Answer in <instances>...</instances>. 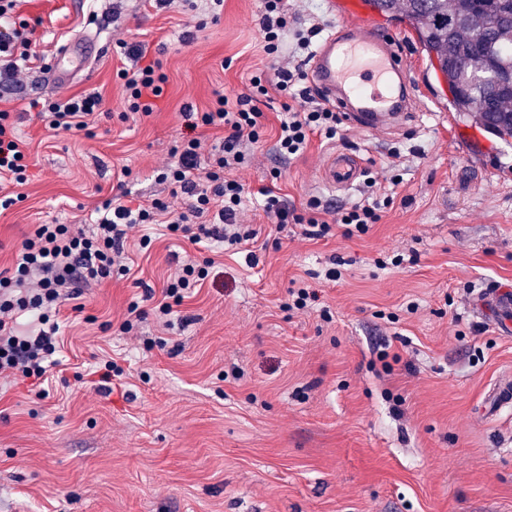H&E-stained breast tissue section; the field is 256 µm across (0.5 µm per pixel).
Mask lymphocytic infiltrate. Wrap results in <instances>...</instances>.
<instances>
[{"label":"lymphocytic infiltrate","instance_id":"obj_1","mask_svg":"<svg viewBox=\"0 0 512 512\" xmlns=\"http://www.w3.org/2000/svg\"><path fill=\"white\" fill-rule=\"evenodd\" d=\"M21 0H0V78L11 80L38 61L31 48L26 22L16 21ZM262 50L270 61L250 79L240 93L216 92L206 112L184 107L188 128L221 130L215 144L201 137L182 140L174 149V161L159 176L173 190L186 195L184 211L175 213L159 198L135 203L119 197L104 200L94 209L91 228L79 224H39L22 243L13 268L0 271V378L43 379L54 366L59 343L60 308L82 289L112 277L127 274L126 242L130 232L151 224L165 225L170 234L186 238L202 249H236L253 239L256 231L244 224L245 186L233 173L250 160L248 145L263 136L264 112L274 98H283L279 132L275 143L281 156L301 154L312 137L335 139L342 125L339 112L322 96L312 95L307 73L297 65L282 64L284 41L293 36L299 48L310 47L321 28L311 25L291 30L288 0H262L260 18ZM121 55L138 60L136 71L119 70L124 81L130 112L151 115L166 80L157 62L146 59V48L138 41H118ZM100 96L88 94L33 101L37 117L45 127L74 134L88 131L101 109ZM27 154L14 132L9 111L0 109V183L25 184ZM403 175L397 165L368 170L362 198L350 207L334 210L311 198L306 206L290 205L272 187L261 191V209L282 231L298 226L304 238L328 236L333 225L345 236L366 234L379 223L393 203V187ZM209 275L205 264L180 265L163 289V300L154 314L164 326H172L175 306Z\"/></svg>","mask_w":512,"mask_h":512}]
</instances>
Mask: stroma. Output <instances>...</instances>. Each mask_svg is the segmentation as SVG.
<instances>
[{"instance_id":"obj_1","label":"stroma","mask_w":512,"mask_h":512,"mask_svg":"<svg viewBox=\"0 0 512 512\" xmlns=\"http://www.w3.org/2000/svg\"><path fill=\"white\" fill-rule=\"evenodd\" d=\"M260 10V0H224L200 28L177 7L140 0H23L44 59L77 35L107 43L67 82H50L39 64L0 82V108L27 113L16 130L30 153L28 182L10 189L19 202L0 211V270L34 225L89 218L117 195L125 166L135 196L184 210V196L157 178L189 134L181 109L205 112L215 91H244L262 60ZM119 38L161 63L151 116L124 115ZM400 49L423 90L399 131L346 125L286 159L266 109L268 136L238 173L250 190L243 220L258 235L217 257L180 307L188 323L120 330L130 302L151 310L146 293L160 292L177 262L204 259L163 235L148 252L131 249L130 276L65 303L52 385L0 393V512H512V413L481 410L512 378V335L472 311L480 290L512 286V144L495 139L485 159L470 158L464 136L476 125L448 110V88L411 28ZM93 91L103 108L89 136L48 132L28 111L36 99ZM348 142L366 164L401 153L403 182L380 223L361 236L337 226L319 241L277 238L258 190L276 185L298 207L312 196L350 205L361 186L339 194L320 179L326 154ZM335 260L342 276L331 282L323 273ZM298 280L332 320L286 310ZM384 349L398 361L384 365ZM105 354L125 370L108 394L92 374Z\"/></svg>"}]
</instances>
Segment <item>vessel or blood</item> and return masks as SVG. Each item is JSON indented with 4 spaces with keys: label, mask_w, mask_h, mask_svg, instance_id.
Wrapping results in <instances>:
<instances>
[{
    "label": "vessel or blood",
    "mask_w": 512,
    "mask_h": 512,
    "mask_svg": "<svg viewBox=\"0 0 512 512\" xmlns=\"http://www.w3.org/2000/svg\"><path fill=\"white\" fill-rule=\"evenodd\" d=\"M330 11L342 19V27L324 37L312 57L310 76L314 87L339 111L348 125L361 129H401L411 118L419 90L405 67L398 47L400 31L385 28L367 15L368 0H329ZM101 50L97 37L64 43L56 52L50 78L69 80L74 70L85 67ZM363 174L361 159L334 151L321 169L323 183L333 191L351 188ZM495 308L501 331L512 328V293L483 289L476 308Z\"/></svg>",
    "instance_id": "vessel-or-blood-1"
}]
</instances>
